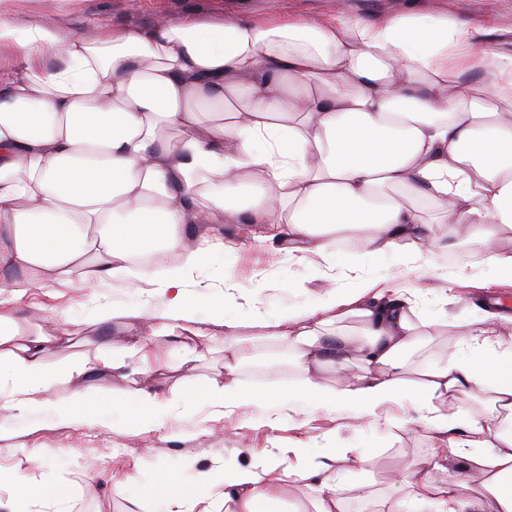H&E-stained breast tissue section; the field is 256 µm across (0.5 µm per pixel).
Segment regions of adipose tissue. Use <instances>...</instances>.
Here are the masks:
<instances>
[{"label":"adipose tissue","mask_w":512,"mask_h":512,"mask_svg":"<svg viewBox=\"0 0 512 512\" xmlns=\"http://www.w3.org/2000/svg\"><path fill=\"white\" fill-rule=\"evenodd\" d=\"M23 62L0 78V411L29 436L48 425L110 431L135 417L138 435L163 433L177 410L161 378L155 338L177 335L183 379L198 369L196 343L224 330V375L201 390L212 420L263 406L253 429H305L321 410L375 427L413 425L440 448L399 480L386 512H512V309H486L456 357L425 370L411 392L416 415L391 414L403 396V357L417 342L412 289L359 275L302 309L259 321L297 360V385L262 395L241 378L254 352L229 295L195 312L188 285L204 258L224 251L223 224L280 240L289 257L313 254L334 270L333 241L367 235L368 260L393 264L403 249L433 250L439 225L481 226L470 241L485 263L512 271L496 248L512 230V53L482 41L479 26L445 16L397 15L375 24L297 20H193L162 27L89 24L66 35L47 18L0 13V45ZM434 208L435 220L420 213ZM181 255L149 284L159 310L103 309L142 318L125 358L86 353L51 366L57 336L22 335V301L47 285L125 280L135 253ZM354 318V333L334 331ZM134 366H127L126 357ZM333 370L334 383L321 382ZM120 373L112 402L94 404L93 379ZM71 384L58 397V382ZM479 385L486 413L442 406ZM368 459L362 448L306 457H259L184 478L167 471L151 512H264L300 474L315 512H344L338 479ZM209 495H200V488Z\"/></svg>","instance_id":"1"}]
</instances>
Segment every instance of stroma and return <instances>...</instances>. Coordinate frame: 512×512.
<instances>
[{"mask_svg":"<svg viewBox=\"0 0 512 512\" xmlns=\"http://www.w3.org/2000/svg\"><path fill=\"white\" fill-rule=\"evenodd\" d=\"M0 9L21 23L53 17L71 34L92 22L153 28L188 17L220 23L227 18L253 19L271 12L319 22L366 23L394 14H432L481 25L489 40L512 47V0H346L342 9L337 0H0ZM476 233L475 226L461 225L449 238L447 252L436 251L421 259L408 255L403 263L388 267L364 260V273L390 276L397 283L415 288L419 307L425 313L436 314L442 309L448 312L447 317L424 327L423 339L406 355L407 380H421L423 367L456 355L476 305L491 296L512 300V276L506 274L496 276L481 268L475 278L447 281L437 276V268L444 263L452 269L478 266V257L463 255L461 249L462 242ZM224 240L231 244V251L203 261L197 271L203 286L195 290L193 298L203 304L219 298L224 289H234L235 310L250 320L300 307L329 288L354 287L347 262L357 256L364 259L370 249L364 238L351 246L335 247L336 269L328 276L320 271L317 256L289 259L285 251L238 236L236 225H225ZM446 293L453 295V303L443 304ZM28 300L44 308L46 317L38 326L23 325L24 333L38 327L46 334L64 330L74 338L72 346L51 351L49 361L57 366L97 347L121 344L124 337L138 330L137 320L96 324L90 322V314L112 306L150 311L163 305L161 295L149 296L115 281L51 288L29 295ZM259 348V354L241 368L244 384L265 391L299 381L291 351L268 342L260 343ZM199 390V384L179 386L181 406L165 437L67 426L48 427L25 437L24 448L0 452V506L21 512L23 504L16 499V481L21 478L32 497L43 483L58 484L68 512H147L152 480L170 466L189 460L197 471L220 464L231 468L249 464L256 454L272 451L267 433L251 429L241 414L221 422L207 420L196 404ZM300 436L313 451L347 446L369 450L370 462L341 481L346 512H372L371 500L376 495L396 497L390 479L392 468L429 456L437 444L433 433L418 427L391 432L324 411L317 414L309 428L301 430Z\"/></svg>","mask_w":512,"mask_h":512,"instance_id":"obj_1","label":"stroma"}]
</instances>
